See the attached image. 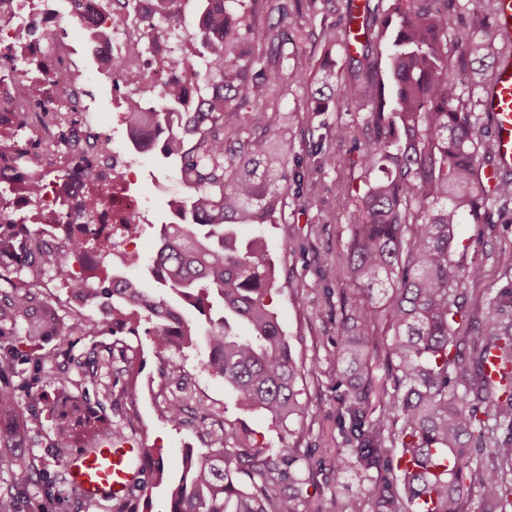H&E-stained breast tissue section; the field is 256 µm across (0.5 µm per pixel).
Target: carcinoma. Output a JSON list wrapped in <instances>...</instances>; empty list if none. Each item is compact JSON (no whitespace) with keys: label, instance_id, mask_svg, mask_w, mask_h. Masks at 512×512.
Listing matches in <instances>:
<instances>
[{"label":"carcinoma","instance_id":"obj_1","mask_svg":"<svg viewBox=\"0 0 512 512\" xmlns=\"http://www.w3.org/2000/svg\"><path fill=\"white\" fill-rule=\"evenodd\" d=\"M177 0H152L138 18L143 34L131 50L138 57L165 41L155 19L164 18ZM439 0H380L358 14L346 2L341 25L325 30L328 45L338 47L346 68L327 64L321 80L335 84L338 102H359L362 122L328 127L330 139L350 143L353 164L371 179L349 213L351 236L344 273L353 288L344 301L348 314L336 339V360L355 369L338 382L339 426L343 447L331 448L336 472L355 470L373 486L344 501L341 512H416L419 498L429 512H465L473 485L483 495V512H512V320L490 306L482 328L465 335L457 322L463 286L483 276V267L467 265L457 227L480 224L489 202H512V180L488 185L478 158L494 160L491 142L481 138L485 87L491 74L481 68L497 58L494 36L480 26L467 35L458 56L448 49V8ZM71 17L90 41L111 38V29L83 16V0H69ZM288 17L299 25L304 12H287L278 0H196L191 16L195 51H169L170 79L163 86L142 83L125 98L124 124L139 127L146 140L130 141L134 152L151 149L160 135L164 154L175 160L191 192L176 204L178 222L161 227L147 276L117 271L94 282L72 275L75 263L95 250L110 253L96 235L78 243L52 244L40 232L9 219L0 220V257L19 260L0 266V336H22L30 343L63 340L66 326L60 306L47 296L49 277L68 282L84 306L102 313L77 328L84 336L118 326L149 324L159 353L201 346L209 371L224 379L247 410L285 426L300 417V381L316 375L296 365L288 340L270 307L274 269L264 258V225L286 220L288 184L301 180L288 171L294 146L281 134L284 113L283 71L288 82H304L288 65V53L276 43L275 25L262 27L261 14ZM389 62L382 71L375 53ZM16 50L0 51V75L28 78L17 71ZM468 75L462 81L458 75ZM66 79L62 71L37 77L41 98L31 105L42 126L57 129L68 160L54 177L67 179L76 165L91 170L112 157L92 141L74 134L82 106L81 86L65 97L54 94ZM261 106L252 118L241 112ZM13 112H0V162L22 174L20 183L36 200L44 158L38 130L20 137ZM253 229L244 237L241 230ZM215 300L222 306L212 315ZM472 345L465 354L460 345ZM497 360L496 379L484 376L488 357ZM14 346L0 347V379L16 370ZM383 361L377 382L374 363ZM67 368L54 375L56 405H71L79 416L57 426L62 461L72 450H92L108 416L80 408L67 388ZM43 396L22 401L0 388V419L15 423L9 437L20 442L36 417ZM491 408L495 437L481 415ZM487 430L493 443L490 461L470 466L471 440ZM410 457L416 470L402 468ZM279 454L248 430L233 436L216 455H185L156 469L158 479L173 476L169 512H322L305 497L299 473L288 474L292 493L272 496L266 482L278 471ZM15 486L32 482L36 466L0 457ZM245 473L251 485L241 483Z\"/></svg>","mask_w":512,"mask_h":512}]
</instances>
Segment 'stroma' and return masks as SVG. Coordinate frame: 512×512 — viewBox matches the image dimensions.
<instances>
[{"label":"stroma","instance_id":"35a3bbf8","mask_svg":"<svg viewBox=\"0 0 512 512\" xmlns=\"http://www.w3.org/2000/svg\"><path fill=\"white\" fill-rule=\"evenodd\" d=\"M345 0H319L302 25L281 23L280 39L292 53L296 64L306 73L304 85L289 88L280 106L288 115L286 131L295 145L288 161L289 170L304 173V181L292 182L288 189L287 221L265 225L269 255L278 270L272 308L277 313L288 338L291 355L297 366L306 368L319 363L318 376L307 377L300 401L303 414L289 428L272 427L259 412L244 410L223 379L209 373L202 349H173L157 355L145 330H119L98 337L71 332L63 343L42 344L34 348L19 343L25 361L18 365L7 384L17 396L31 392L54 395L56 386L39 369L34 360L41 352L57 354V362L94 359L95 378L88 379L72 372L70 390L79 402L104 408L113 428L144 447L160 449L163 456L179 457L185 453L211 455L224 446L225 436L248 428L257 441L275 450L298 449L299 453H320L339 446L342 437L336 418V381L342 367L333 361L340 329L341 307L351 285L340 269L347 256L351 230L348 213L354 200L353 189L364 186L359 168L343 166L319 168L315 152L320 141L316 128L338 122L358 123L363 112L357 103H343L329 112H314L317 99L326 89L318 83L324 61H340L337 51L328 49L324 30L338 21ZM56 17L67 30L74 48L75 60L85 73V102L103 119V127L114 145L125 147V125L118 114L130 86L113 87L101 73L91 55L85 35L69 20L65 0H55ZM135 182L130 194L139 197L144 208V222L137 227L135 250L142 264H149L156 251L162 225L174 219V196L186 194L174 162L164 160L159 149L135 155L131 162ZM460 236L469 245L467 261L482 264L481 280L465 285L461 299L466 322L481 324L489 305H500L512 313V207L491 204L484 223L463 224ZM292 247L282 251L283 239ZM139 363L137 397L122 396L126 382L118 370L124 359ZM180 396L185 405L182 422L169 421L166 402ZM57 416L41 409L30 424L28 435L20 447L1 448L0 456L22 457L34 461L39 474L34 483L20 489L10 472L0 468V498L15 501V512H115V500L88 505L81 498L69 497L58 504L57 496L67 490L64 464L53 454L54 426ZM361 484L354 475L337 473L332 460H325L314 474L307 476L305 493L333 512Z\"/></svg>","mask_w":512,"mask_h":512}]
</instances>
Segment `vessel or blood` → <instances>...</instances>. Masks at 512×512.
<instances>
[{
	"mask_svg": "<svg viewBox=\"0 0 512 512\" xmlns=\"http://www.w3.org/2000/svg\"><path fill=\"white\" fill-rule=\"evenodd\" d=\"M493 35L502 44L493 79L486 89L494 150L500 168H512V0H498ZM146 449L114 446L104 439L97 450L76 449L67 463L71 486L86 501L128 496L145 475Z\"/></svg>",
	"mask_w": 512,
	"mask_h": 512,
	"instance_id": "1",
	"label": "vessel or blood"
}]
</instances>
